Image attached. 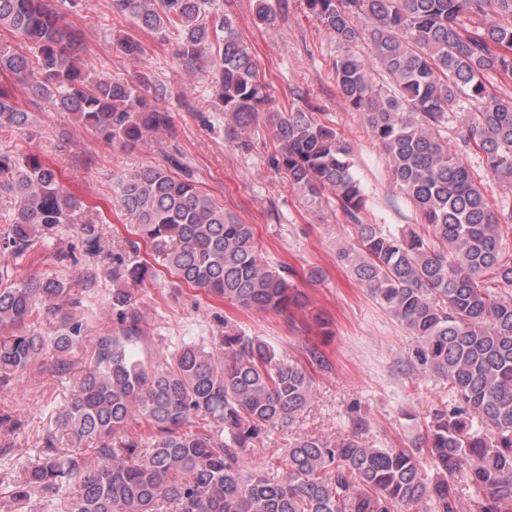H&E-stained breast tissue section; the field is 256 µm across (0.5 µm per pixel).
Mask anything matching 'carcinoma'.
<instances>
[{
  "mask_svg": "<svg viewBox=\"0 0 512 512\" xmlns=\"http://www.w3.org/2000/svg\"><path fill=\"white\" fill-rule=\"evenodd\" d=\"M304 4L339 49L333 69L341 98L387 155L393 186L420 222L402 230L361 222L368 198L353 170L354 148L313 106L279 117L268 162L304 196L339 208L353 223L354 238L340 245L338 258L414 337L409 372L441 384V402L420 421L421 442L386 448L354 433L305 435L285 448L284 466L248 465L247 452L262 435L290 426L312 403L306 368L227 324L216 353L190 339L157 364L139 357L137 287L148 267L138 261V242L104 253L96 224L77 218V201L55 171L18 149L0 153V195L13 201L3 248L20 257L57 233L79 238L85 260L112 264L119 328L89 340L88 369L58 417V430L95 445V459L62 456L49 436L12 500L36 489L53 495L68 483L78 488L68 512H460L461 478L476 512H512V212L490 206L448 145L454 121L458 150L482 154L512 191V96L491 83L495 75L512 79V0ZM67 7L78 0H0V25L31 48L1 50L0 70L108 142L135 145L168 129L171 113L159 104L167 88L155 72L134 81L94 77L82 65V32L64 21ZM112 12L174 39V55L190 69L210 57L212 119L224 121L228 145L249 150L245 134L271 95L219 0H112ZM276 16L258 0L260 24L270 26ZM115 49L145 55L128 35L115 38ZM30 117L0 88V133L21 132ZM173 168L182 165L168 156L118 179L121 207L170 273L243 308L286 313L299 305L288 269L266 260L252 227ZM66 292L54 277L23 285L0 278L1 390L44 354L65 368L83 342L82 324L58 307H47L63 323L57 335L35 327L40 305ZM134 420L149 425L150 447L126 434Z\"/></svg>",
  "mask_w": 512,
  "mask_h": 512,
  "instance_id": "1",
  "label": "carcinoma"
}]
</instances>
